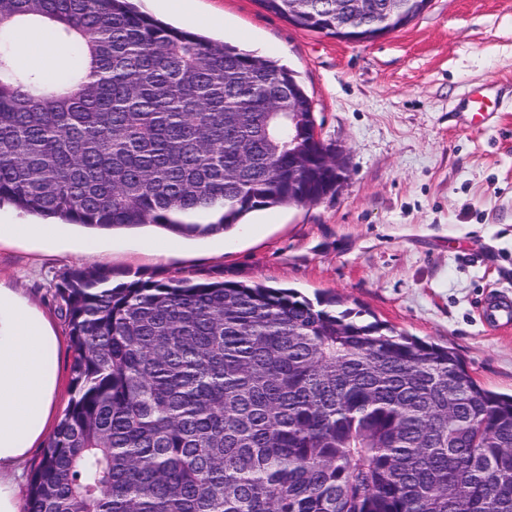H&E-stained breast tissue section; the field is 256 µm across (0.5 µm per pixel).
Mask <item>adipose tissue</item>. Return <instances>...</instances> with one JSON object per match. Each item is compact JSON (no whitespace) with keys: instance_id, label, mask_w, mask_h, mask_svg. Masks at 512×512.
<instances>
[{"instance_id":"ef3b65f1","label":"adipose tissue","mask_w":512,"mask_h":512,"mask_svg":"<svg viewBox=\"0 0 512 512\" xmlns=\"http://www.w3.org/2000/svg\"><path fill=\"white\" fill-rule=\"evenodd\" d=\"M58 340L28 304L0 289V512H22L23 464L53 418Z\"/></svg>"}]
</instances>
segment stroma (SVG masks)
Segmentation results:
<instances>
[{"instance_id": "1", "label": "stroma", "mask_w": 512, "mask_h": 512, "mask_svg": "<svg viewBox=\"0 0 512 512\" xmlns=\"http://www.w3.org/2000/svg\"><path fill=\"white\" fill-rule=\"evenodd\" d=\"M137 7L291 69L322 142L343 155L344 179L317 202L256 210L217 235L152 225H75L52 244L0 235V288L59 339L57 409L69 398L72 350L56 286L93 263L117 283L137 273L335 295L453 348L482 386L511 394L512 328L483 322L476 307L491 289L512 299V0H431L399 31L357 43L295 27L259 0H190L177 22L152 0ZM473 89L492 109L482 125L467 114Z\"/></svg>"}]
</instances>
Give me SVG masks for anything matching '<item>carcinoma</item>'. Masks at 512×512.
Instances as JSON below:
<instances>
[{"label":"carcinoma","instance_id":"obj_1","mask_svg":"<svg viewBox=\"0 0 512 512\" xmlns=\"http://www.w3.org/2000/svg\"><path fill=\"white\" fill-rule=\"evenodd\" d=\"M336 35L421 0H259ZM33 27L67 49L17 63ZM288 103L292 111L280 110ZM292 71L131 0H0V206L96 229L225 232L336 192ZM70 398L26 512H512V395L451 348L261 283L83 265L57 286Z\"/></svg>","mask_w":512,"mask_h":512}]
</instances>
